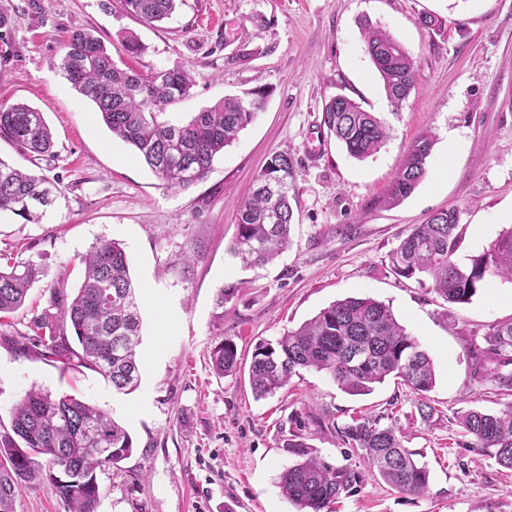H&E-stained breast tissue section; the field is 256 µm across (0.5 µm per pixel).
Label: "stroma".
<instances>
[{
	"label": "stroma",
	"mask_w": 512,
	"mask_h": 512,
	"mask_svg": "<svg viewBox=\"0 0 512 512\" xmlns=\"http://www.w3.org/2000/svg\"><path fill=\"white\" fill-rule=\"evenodd\" d=\"M0 104L43 113L52 155L27 164L0 140V159L30 166L60 193L39 224L0 214V253L40 263L25 308L0 327V437L26 391L73 394L111 414L134 450L96 473V512H296L279 477L293 459L282 436L304 422L311 444L334 466L361 465L337 426L369 411L395 417L405 445L430 471L428 491L402 494L365 475L331 512H512V471L463 444L458 416L504 409L512 397L474 377L471 350L488 325L512 320V283L494 281L467 304L451 305L416 280L395 275L389 255L401 234L437 210L460 212L455 258L468 264L512 226V0H183L167 22L147 25L119 0H0ZM444 19L440 30L422 14ZM370 20L416 59L415 89L388 101L366 53ZM96 30L109 49L135 34L144 53L133 67L184 69L191 97L168 108L172 122L227 94L268 87L264 108L188 190L163 185L58 67L62 43ZM345 94L388 130L384 147L356 160L321 123L329 98ZM435 144L429 175L397 206L380 203L407 149L423 132ZM294 160L291 245L273 262L243 266L228 251L234 213L273 153ZM100 239L122 243L140 288V385L125 395L92 371L59 364L7 340L48 306V288L82 278L81 255ZM237 295L217 307L218 289ZM347 297L389 303L433 357L435 408L422 421L412 391L394 380L366 396L342 392L305 370L274 396L255 400L248 369L255 345L276 340ZM237 345L240 369L216 377L210 352L220 337ZM15 512H66L46 478L20 485Z\"/></svg>",
	"instance_id": "35a3bbf8"
}]
</instances>
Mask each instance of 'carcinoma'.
<instances>
[{"label":"carcinoma","mask_w":512,"mask_h":512,"mask_svg":"<svg viewBox=\"0 0 512 512\" xmlns=\"http://www.w3.org/2000/svg\"><path fill=\"white\" fill-rule=\"evenodd\" d=\"M120 2L151 25L171 18L180 0ZM363 37L387 98L401 106L415 87L416 61L379 26L365 24ZM59 68L76 92L96 106L112 135L131 145L163 185L183 190L206 178L215 157L252 122L269 95L258 86L224 96L185 123L163 120L169 107L190 95V73L124 69L86 29L72 31L63 44ZM322 121L358 160L377 153L388 138L382 122L346 95H336L325 104ZM0 139L14 144L24 157L44 156L54 145L43 113L21 102L0 105ZM434 141L426 133L412 143L383 197L385 205L400 203L428 176ZM292 177L291 156L276 152L244 196L230 248L244 265H263L288 248L294 216ZM56 191V184L47 178L0 159V212L38 224ZM459 221L458 210L439 211L406 233L389 255L397 275L416 279L448 304L470 302L493 278L512 282V227L463 266L454 260L462 237ZM80 261L82 282L70 292L62 277L49 288V308L33 314L28 322V343L42 358L60 362L65 371L96 372L117 392L130 394L140 384L137 348L142 322L128 257L121 243L101 240ZM41 273L33 260L21 262L0 253V314L23 307ZM72 336L77 349L70 342ZM484 341L485 348L472 350L475 372L507 395L512 392V321L490 325ZM211 365L221 377L236 372L238 350L231 338L215 343ZM303 369L326 373L349 395H368L387 378L399 379L417 395L421 420L433 416L427 401L436 384L433 360L400 325L392 307L373 298L337 300L275 341L256 344L249 366L252 393L258 400L271 397ZM382 419V415L358 416L336 428V435L391 489L426 493L427 466L416 459L417 452L403 445L400 427L383 424ZM458 421L463 436L472 438L469 447L490 453L512 470V405L498 413L468 410ZM11 430L13 435L0 439V512H14L17 487L42 475L39 456L46 458V479L68 512H96V469L118 464L134 448L131 434L107 412L75 396H55L36 388L13 409ZM283 448L295 462L280 476L281 493L298 512H324L341 495L362 486V471L325 462L299 430L284 437Z\"/></svg>","instance_id":"1"}]
</instances>
